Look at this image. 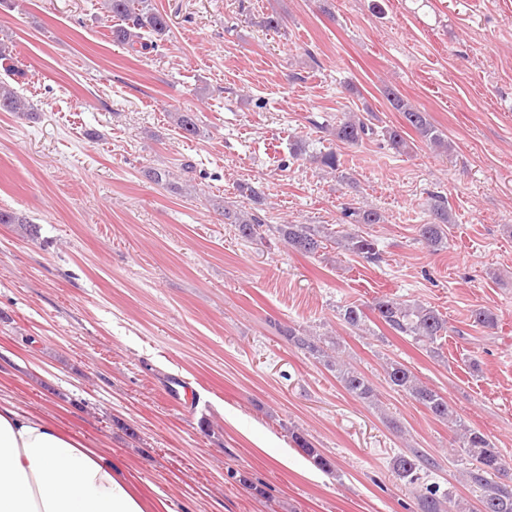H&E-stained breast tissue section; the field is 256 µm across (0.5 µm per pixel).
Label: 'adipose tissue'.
Segmentation results:
<instances>
[{
    "mask_svg": "<svg viewBox=\"0 0 512 512\" xmlns=\"http://www.w3.org/2000/svg\"><path fill=\"white\" fill-rule=\"evenodd\" d=\"M0 512H172L132 474L53 420L0 403Z\"/></svg>",
    "mask_w": 512,
    "mask_h": 512,
    "instance_id": "obj_1",
    "label": "adipose tissue"
}]
</instances>
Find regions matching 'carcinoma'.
Wrapping results in <instances>:
<instances>
[{"instance_id": "carcinoma-1", "label": "carcinoma", "mask_w": 512, "mask_h": 512, "mask_svg": "<svg viewBox=\"0 0 512 512\" xmlns=\"http://www.w3.org/2000/svg\"><path fill=\"white\" fill-rule=\"evenodd\" d=\"M102 9L108 16L119 21L112 27V42L134 54H145L157 46L169 32L168 17L152 4V0H102ZM393 108L400 112L405 126L413 129L420 137L436 146L445 144L441 134L427 118V113L413 107L396 92L387 91ZM0 112H11L19 118L33 115L30 100L11 84L0 81ZM177 127L185 138L199 135L198 117L194 112H178L175 116ZM332 134L343 144L355 145L364 138L381 135L382 140L397 151L410 149L401 127H386L377 132L359 118L347 116L336 122ZM143 176L157 184H171V172L164 168L147 167ZM224 216V223L235 227L238 237L248 242H263L273 235L293 251L302 255H314L324 242L332 239L330 233L314 224H264L256 215H246L229 205H217ZM359 224H381L384 216L377 209L360 208L354 212ZM450 214L443 197H434L430 205V221L417 227L419 240L431 249L447 244V228ZM341 244L365 262H380L381 255L373 239L361 234L342 236ZM375 318L398 336H409L417 343L432 347L448 332L447 321L433 307L422 304H405L394 298L382 297L371 306ZM340 320L352 331L364 332L370 322L366 309L355 303L340 307ZM288 344L322 363L336 375L344 390L355 400L377 405V394L373 384L355 368L333 356L338 348L336 342H329L321 336H314L305 329L294 326L280 328ZM385 381L390 387L401 391L425 408L436 420L456 427L458 448L461 455L472 462L466 472L467 481L482 491L481 512H512V490L508 491L498 481L499 473L512 466L506 462L492 440L482 431L465 424L461 417L451 410L447 398L439 391L424 384L405 364L390 360L386 362ZM297 447L312 462L325 470L333 463L315 445L300 434L294 435ZM436 463L421 450L411 448L399 452L390 459L392 474L416 492L417 512H451L452 494L441 489L436 482L429 483V473Z\"/></svg>"}]
</instances>
